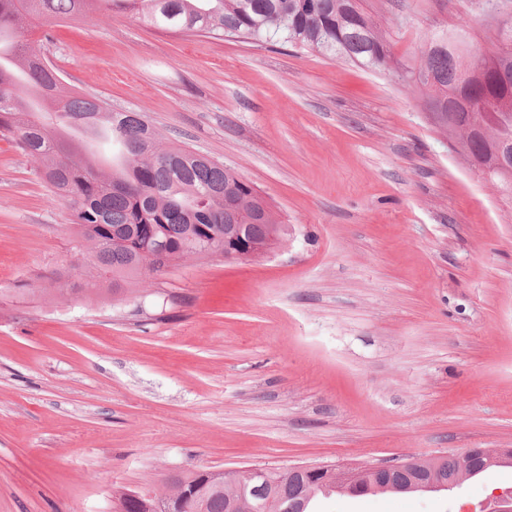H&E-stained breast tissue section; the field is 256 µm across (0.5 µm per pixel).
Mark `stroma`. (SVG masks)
Listing matches in <instances>:
<instances>
[{"label":"stroma","mask_w":512,"mask_h":512,"mask_svg":"<svg viewBox=\"0 0 512 512\" xmlns=\"http://www.w3.org/2000/svg\"><path fill=\"white\" fill-rule=\"evenodd\" d=\"M396 59L486 0H364ZM65 88L148 116L231 168L288 226L252 260L188 259L106 301L73 217L0 139V512H113L166 476L390 466L512 448V200L388 72L286 44L184 36L127 14L52 29ZM512 468L441 494L333 495L318 512H463Z\"/></svg>","instance_id":"1"}]
</instances>
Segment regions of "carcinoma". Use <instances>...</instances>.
Returning a JSON list of instances; mask_svg holds the SVG:
<instances>
[{
  "instance_id": "cac0c4a2",
  "label": "carcinoma",
  "mask_w": 512,
  "mask_h": 512,
  "mask_svg": "<svg viewBox=\"0 0 512 512\" xmlns=\"http://www.w3.org/2000/svg\"><path fill=\"white\" fill-rule=\"evenodd\" d=\"M129 10L156 29L255 42L289 43L371 70H394L407 86L428 94L445 114L453 149L487 167L500 148L512 153V87L497 64L512 68V22L488 26L494 49L469 50L458 24L432 31L420 55L394 59L389 39L360 0H0V139L37 164V173L74 217L75 248L84 271L60 292L88 300L129 291L144 276L160 278L205 247L224 256V225L244 237L258 224H279L261 196L223 164L185 146L165 144L141 112L116 111L101 99L65 90L59 72L35 61L52 41L48 27L73 17ZM470 81L457 87L459 75ZM478 105L448 107V88ZM512 467V448H470L461 456L416 459L391 470L353 475L313 471L255 486L242 475L189 470L167 477L162 492H121L116 512H315L319 498L338 491L430 494Z\"/></svg>"
}]
</instances>
